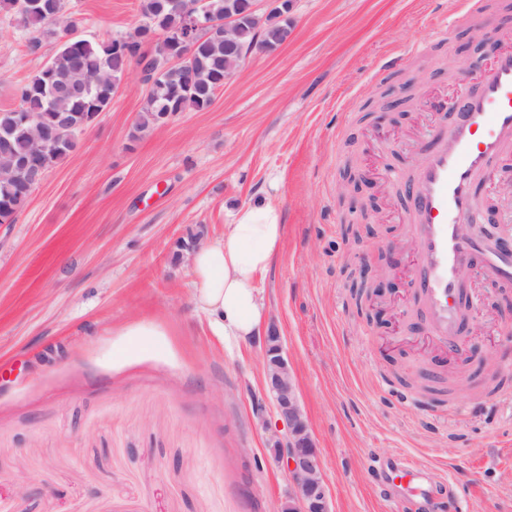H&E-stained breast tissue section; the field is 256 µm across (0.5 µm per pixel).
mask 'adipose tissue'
Returning a JSON list of instances; mask_svg holds the SVG:
<instances>
[{"mask_svg":"<svg viewBox=\"0 0 512 512\" xmlns=\"http://www.w3.org/2000/svg\"><path fill=\"white\" fill-rule=\"evenodd\" d=\"M284 236L280 209L256 202L240 208L221 236L193 251L195 306L215 334L237 343L258 334L266 312L258 281L279 255Z\"/></svg>","mask_w":512,"mask_h":512,"instance_id":"obj_1","label":"adipose tissue"}]
</instances>
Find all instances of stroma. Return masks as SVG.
<instances>
[{
    "mask_svg": "<svg viewBox=\"0 0 512 512\" xmlns=\"http://www.w3.org/2000/svg\"><path fill=\"white\" fill-rule=\"evenodd\" d=\"M142 0H66L88 39L128 35ZM458 0H293L287 44L252 52L204 111L131 139L149 84L131 71L106 112L0 227V512H277L287 472L251 413L260 344L215 335L193 300L191 252L236 208L279 206L282 250L259 286L321 452L332 512H512L511 287L475 282L483 309L463 355L407 318L408 194L389 170L421 162L436 98L481 51ZM453 18L446 42L435 25ZM0 11V109L38 54ZM358 247H351L354 230ZM394 262L377 324L356 270ZM143 335L131 336L130 326ZM500 387L450 396L400 385L387 357ZM411 461L435 502L400 498ZM387 466L385 478L387 484L398 493H410L422 499H428L433 493L429 481L421 471H415L409 467H398L396 464Z\"/></svg>",
    "mask_w": 512,
    "mask_h": 512,
    "instance_id": "1",
    "label": "stroma"
}]
</instances>
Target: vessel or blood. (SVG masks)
<instances>
[{"instance_id":"obj_1","label":"vessel or blood","mask_w":512,"mask_h":512,"mask_svg":"<svg viewBox=\"0 0 512 512\" xmlns=\"http://www.w3.org/2000/svg\"><path fill=\"white\" fill-rule=\"evenodd\" d=\"M459 107L437 131L425 161L403 174L410 194L407 221L418 245L412 291L436 339L457 344L467 311L457 272L512 285V249L489 244L483 233L462 235L477 205V189L492 165L512 152V51L499 52L476 87H463ZM387 484L399 493L426 499L433 488L422 472L388 466Z\"/></svg>"}]
</instances>
